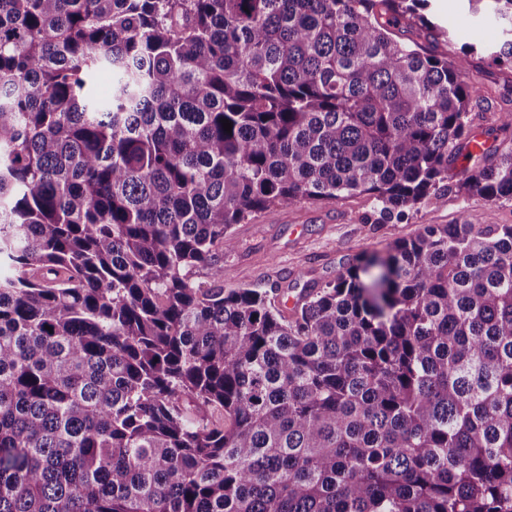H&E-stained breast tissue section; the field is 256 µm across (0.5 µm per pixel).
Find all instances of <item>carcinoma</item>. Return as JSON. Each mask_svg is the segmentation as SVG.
Returning a JSON list of instances; mask_svg holds the SVG:
<instances>
[{"instance_id": "carcinoma-1", "label": "carcinoma", "mask_w": 512, "mask_h": 512, "mask_svg": "<svg viewBox=\"0 0 512 512\" xmlns=\"http://www.w3.org/2000/svg\"><path fill=\"white\" fill-rule=\"evenodd\" d=\"M465 2L512 64V0ZM430 6L0 0V512H512V224H429L289 312L224 292L270 206L512 201V137L457 170L476 47L397 39L448 37Z\"/></svg>"}]
</instances>
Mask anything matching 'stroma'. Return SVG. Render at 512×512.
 Instances as JSON below:
<instances>
[{"label": "stroma", "mask_w": 512, "mask_h": 512, "mask_svg": "<svg viewBox=\"0 0 512 512\" xmlns=\"http://www.w3.org/2000/svg\"><path fill=\"white\" fill-rule=\"evenodd\" d=\"M439 22L454 35L438 42V52H458L468 42L485 48L497 44L501 27L490 17L472 13L464 0H432ZM480 71L483 117L475 131L498 144L500 112L512 109V67L487 58ZM372 210L364 195L338 202L305 201L292 208L265 209L231 229L232 248L224 252V289L275 287L281 296H297L310 283H327L363 254L414 237L427 224H512V202L490 203L477 196L449 193L441 203L421 207L404 222L368 224Z\"/></svg>", "instance_id": "35a3bbf8"}]
</instances>
